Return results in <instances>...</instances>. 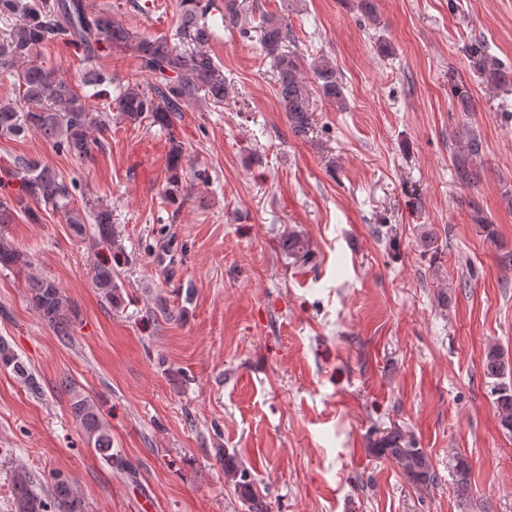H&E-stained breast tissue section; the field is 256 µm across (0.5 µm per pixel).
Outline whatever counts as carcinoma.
<instances>
[{"label": "carcinoma", "instance_id": "carcinoma-1", "mask_svg": "<svg viewBox=\"0 0 512 512\" xmlns=\"http://www.w3.org/2000/svg\"><path fill=\"white\" fill-rule=\"evenodd\" d=\"M204 0H181L180 29L197 44L187 52L178 49L163 37L138 36L115 20L112 11L99 8L88 0H0V17H17L20 24L0 38V72L16 77L22 91L23 105L0 104V136L17 135L33 129L59 149L79 158L92 157L96 147L89 138V104L57 74L28 61L37 47L64 36L80 45L86 57L97 55L99 45L109 43L115 49L134 47L140 72L158 78L157 84L146 91L139 83H127L119 88L114 110L121 119L138 123L145 118L169 128L176 113L185 104L209 102L219 105L228 93L224 73L206 50L211 31L206 18ZM291 31L288 25L267 19L260 25V44L265 56L273 63L276 95L286 113L289 127L296 136L307 133L310 125V89L302 75V64L296 51L288 48ZM469 56L486 80L495 85L512 80L498 61L489 56L487 47H470ZM323 95L346 108V98L336 80V69L324 60L313 67ZM452 85L454 105L460 112H470L473 98L467 85L448 76ZM483 152L482 141L470 129L458 132V151L453 155L456 179L469 185L477 179V160ZM184 150L180 142H172L168 158V191L178 199L182 184ZM16 176L21 181V194L12 200L0 198V224H11L17 213L30 211L33 201L46 208L63 210L69 215L73 231L83 233L85 216L70 206L75 181H66L53 169L35 163H18ZM100 242L112 240V212L97 209L90 214ZM95 288L102 297L116 305L120 300L115 273L109 264L97 266ZM31 303L41 319L48 322L60 336L69 335L75 307L56 282L49 279L30 281ZM0 367L12 373L30 388H35L33 375L24 360L0 338ZM484 374L492 380L491 394L500 427L512 433V386L502 381L505 375L504 352L490 346L485 352ZM70 397V412L92 448L108 466L112 465V435L104 424L93 399L84 394L76 383L65 387ZM368 451L377 458L395 463L414 485L427 489L439 481L432 461L423 448H418L398 429L383 433L368 442ZM453 481L459 495L471 486V465L467 458L456 455L452 466ZM224 477L232 480L249 512H271L253 489L247 468L234 456L224 455ZM39 482L24 468L12 479L14 512H86L82 498L69 478L61 473L52 475L44 491Z\"/></svg>", "mask_w": 512, "mask_h": 512}]
</instances>
